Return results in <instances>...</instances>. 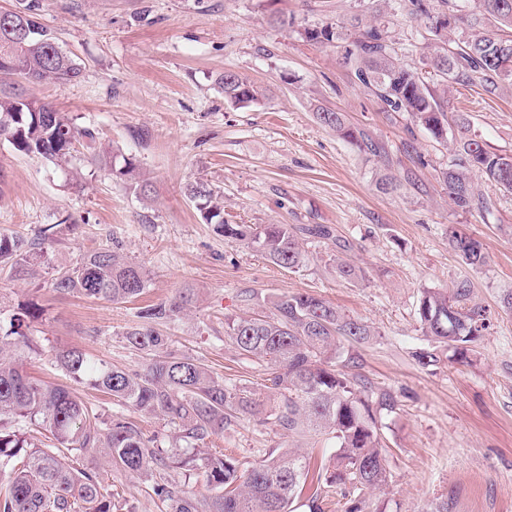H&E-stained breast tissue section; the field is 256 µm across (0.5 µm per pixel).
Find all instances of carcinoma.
<instances>
[{
	"mask_svg": "<svg viewBox=\"0 0 512 512\" xmlns=\"http://www.w3.org/2000/svg\"><path fill=\"white\" fill-rule=\"evenodd\" d=\"M433 2L398 0L402 12L426 21L437 41L424 59L425 67L449 84L478 76L489 93L499 83L512 81V64L503 66L504 60L512 61V0H440V10ZM19 9L21 14L10 15L0 25V75H20L34 82L78 78L79 68L38 21L41 0H19ZM448 15L454 17V26L433 27ZM349 25L344 59L359 82L386 111L406 112L435 139L450 143L443 183L453 204L465 212L487 213L493 208L492 199L476 192V178L512 193V154L493 149L465 113L455 120L457 133L448 135L445 99L422 73L400 63L387 26L376 16L365 24L357 13L350 16ZM298 34L321 46L342 39L338 26L331 23L305 27ZM215 83L232 107H244L263 96L259 87L234 71L222 73ZM315 117L359 150L374 151L346 126L342 113L320 107ZM0 138L20 153L58 163L70 161L80 140L95 142L93 131L76 126L51 104L2 92ZM96 160L142 194L152 191L151 181L132 160L119 162L111 151L97 154ZM185 193L203 223L213 225L217 234L246 242L288 270L298 271L310 261L300 235H330L324 224H230L224 220L223 195L203 179L187 183ZM448 245L460 264L475 270L488 265L481 242L453 225L448 227ZM44 263L41 238L0 233L1 266L22 273ZM336 273L350 282L363 278L360 268L342 260L336 261ZM147 285L146 270L117 245L84 255L75 266L56 270L51 280L61 295L114 303L140 296ZM192 303L186 288L138 311L137 321L123 336L148 357L141 370L113 367L78 348L58 351L54 358L55 367L74 382L88 383L142 415L177 424L184 448H163L134 421L122 415L107 421L69 387L25 374L22 361L35 352L27 328L43 314L35 303L18 305L6 322H0V512H135L98 473L84 467L82 456L89 449H106L112 464L130 473L167 471L187 464L185 448L199 447L241 418L261 415L290 434L330 443L334 452L329 463H313L290 448L247 469L232 456H209L204 458V477L211 496L200 502L163 477L153 485V493L165 512H292L302 497L309 512H323L324 488L336 489L347 500L345 512H365L366 494L387 483L382 413L393 411L396 400L364 376L337 369V360L352 362L345 344L363 343L376 335L375 330L317 295L274 296L268 314L246 311L224 319V334L239 352L269 366L259 387L230 385L200 361L173 350L170 337L157 329L180 320ZM417 317L423 335L460 366L471 361L491 323V312L475 301L467 278L447 288L424 289ZM269 393L277 396L271 407L265 402ZM25 424L48 432L51 445L32 446L22 431Z\"/></svg>",
	"mask_w": 512,
	"mask_h": 512,
	"instance_id": "cac0c4a2",
	"label": "carcinoma"
}]
</instances>
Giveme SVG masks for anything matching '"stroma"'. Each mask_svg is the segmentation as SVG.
<instances>
[{
	"label": "stroma",
	"instance_id": "stroma-1",
	"mask_svg": "<svg viewBox=\"0 0 512 512\" xmlns=\"http://www.w3.org/2000/svg\"><path fill=\"white\" fill-rule=\"evenodd\" d=\"M354 11L355 0H41L40 23L81 74L64 85L15 79L0 90L70 113L95 131L97 146L141 166L153 191L144 198L113 179L92 163L85 144L58 166L0 140V233H49L46 265L20 276L0 272V309L36 296L45 313L28 334L39 352L24 369L65 385L68 377L52 364L65 348L141 368L146 357L127 345L124 331L140 307L190 287L196 306L162 333L220 380L256 386L267 364L238 352L224 334L225 317L248 308L268 312L272 296H321L375 329L352 353L359 373L397 401L383 416L388 481L371 494L367 512H426L443 494L452 512H512V314L499 308L503 292L512 290V194L482 180L478 189L494 200L492 213L457 209L442 182L447 144L408 115L384 111L346 65L343 48L306 42L297 32L343 22ZM276 14L294 17L295 28L274 26ZM387 20L403 48L401 63L423 69L432 41L425 22L393 10ZM227 70L264 87L265 97L243 108L225 105L215 79ZM447 87L448 115L468 114L491 146L512 153V86L492 94L476 81ZM320 107L344 113L381 154L359 151L322 127L314 116ZM387 175L398 180V191L380 189ZM198 178L223 193L228 223L326 224L333 234L305 240L310 262L302 270L278 267L201 221L184 193ZM452 225L481 241L489 266L459 264L448 245ZM113 243L149 273L140 298L112 303L53 290L51 269ZM339 257L360 267L363 278H339ZM462 277L491 310V325L470 365L422 367L415 353L429 343L416 314L421 292ZM248 293L254 299L247 307ZM73 390L103 417L123 414L163 446L175 444L176 424L137 416L88 384ZM205 446L246 468L284 448L316 461L332 453L327 443L252 417ZM82 463L137 512H160L151 490L157 472H126L98 449Z\"/></svg>",
	"mask_w": 512,
	"mask_h": 512
}]
</instances>
